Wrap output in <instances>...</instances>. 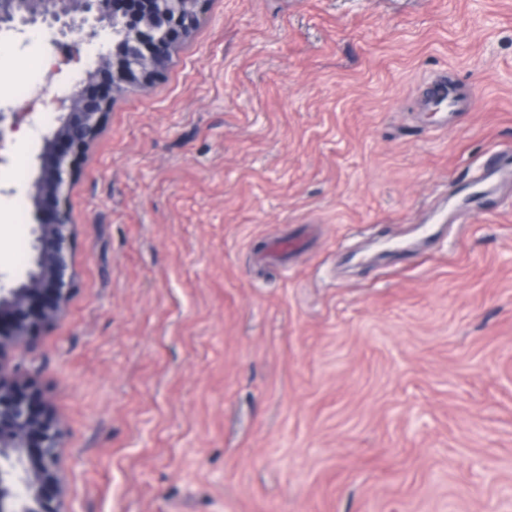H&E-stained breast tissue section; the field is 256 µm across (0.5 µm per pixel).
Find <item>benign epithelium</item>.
<instances>
[{
    "label": "benign epithelium",
    "mask_w": 512,
    "mask_h": 512,
    "mask_svg": "<svg viewBox=\"0 0 512 512\" xmlns=\"http://www.w3.org/2000/svg\"><path fill=\"white\" fill-rule=\"evenodd\" d=\"M112 0H0V30L43 25L50 45L98 42V66L74 81L60 99L66 111L44 140L39 175L31 194L32 267L21 278L0 272V512H64L57 470L59 428L34 384L9 370L8 357L40 326L64 313L75 269L74 224L67 207L77 161L101 133L114 96L148 86L168 67L170 51L201 23L206 0H149L131 19L113 10ZM124 32L116 46L103 42L112 29ZM19 129V113L0 112V146L5 131Z\"/></svg>",
    "instance_id": "obj_1"
}]
</instances>
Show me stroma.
<instances>
[{"instance_id": "obj_1", "label": "stroma", "mask_w": 512, "mask_h": 512, "mask_svg": "<svg viewBox=\"0 0 512 512\" xmlns=\"http://www.w3.org/2000/svg\"><path fill=\"white\" fill-rule=\"evenodd\" d=\"M49 39L0 32L12 275L52 102L97 65L19 98ZM443 74L472 100L446 128ZM492 149L512 170V0H207L113 102L67 309L9 357L59 421L65 512H512V178L452 206Z\"/></svg>"}]
</instances>
